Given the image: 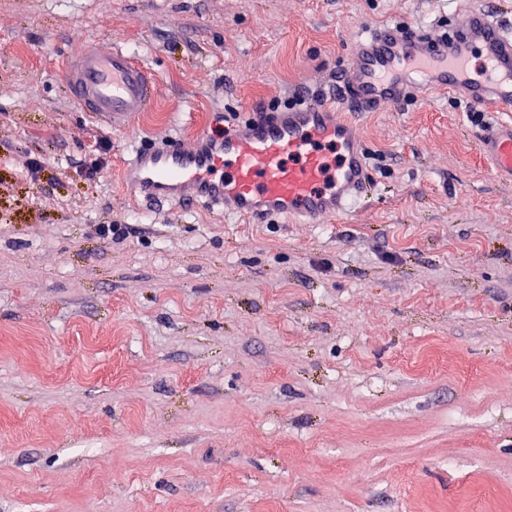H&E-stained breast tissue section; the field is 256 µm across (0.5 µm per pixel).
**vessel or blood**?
Segmentation results:
<instances>
[{"label": "vessel or blood", "mask_w": 512, "mask_h": 512, "mask_svg": "<svg viewBox=\"0 0 512 512\" xmlns=\"http://www.w3.org/2000/svg\"><path fill=\"white\" fill-rule=\"evenodd\" d=\"M65 80L78 107L109 129L130 128L155 94L151 75L126 49L105 50L92 39L68 59ZM441 92L498 113L480 151L497 177L512 180V22L474 7L446 31L417 23L365 27L336 97L253 112L188 144L173 138L135 150L124 181L150 206L198 201L228 219L339 221L370 192L368 149L352 113L386 109L410 93L426 100Z\"/></svg>", "instance_id": "1"}]
</instances>
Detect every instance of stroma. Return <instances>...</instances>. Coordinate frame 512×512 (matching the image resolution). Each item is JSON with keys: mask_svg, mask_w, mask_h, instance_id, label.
Segmentation results:
<instances>
[{"mask_svg": "<svg viewBox=\"0 0 512 512\" xmlns=\"http://www.w3.org/2000/svg\"><path fill=\"white\" fill-rule=\"evenodd\" d=\"M503 0H0V512H512V182L452 94L356 112L346 221L144 206L139 143L336 95L361 27ZM127 49L101 128L63 77ZM104 224L122 233L101 236ZM65 80L78 107L109 129H129L155 94L151 75L126 49L105 50L93 39L67 60Z\"/></svg>", "mask_w": 512, "mask_h": 512, "instance_id": "stroma-1", "label": "stroma"}]
</instances>
